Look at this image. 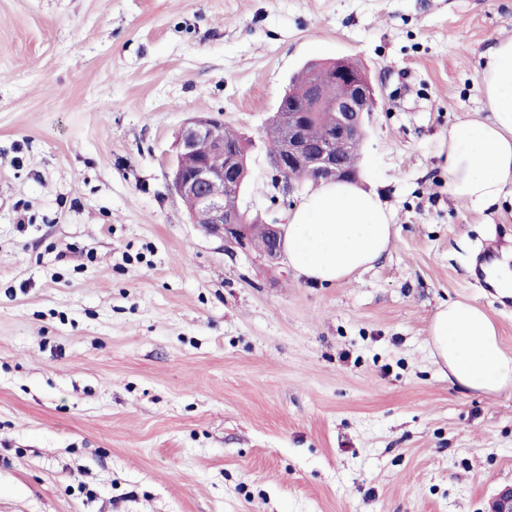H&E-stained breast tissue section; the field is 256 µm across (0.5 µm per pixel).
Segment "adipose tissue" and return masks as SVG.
<instances>
[{"label":"adipose tissue","mask_w":512,"mask_h":512,"mask_svg":"<svg viewBox=\"0 0 512 512\" xmlns=\"http://www.w3.org/2000/svg\"><path fill=\"white\" fill-rule=\"evenodd\" d=\"M479 78L490 116L449 128L442 169L449 197L481 211L512 196V38L496 41ZM394 234V212L375 192L330 182L289 214L284 244L296 276L324 285L371 267ZM429 336L435 362L451 383L488 396L512 394V354L477 303H442Z\"/></svg>","instance_id":"1"}]
</instances>
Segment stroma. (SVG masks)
Returning <instances> with one entry per match:
<instances>
[{
	"mask_svg": "<svg viewBox=\"0 0 512 512\" xmlns=\"http://www.w3.org/2000/svg\"><path fill=\"white\" fill-rule=\"evenodd\" d=\"M512 0H0V512H486L512 485V395L462 394L430 325L472 300L512 352V299L440 168L484 119ZM369 75L359 182L389 253L333 286L192 223L164 158L190 119L251 139L241 206L287 223L260 136L288 78Z\"/></svg>",
	"mask_w": 512,
	"mask_h": 512,
	"instance_id": "obj_1",
	"label": "stroma"
}]
</instances>
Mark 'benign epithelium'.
I'll return each mask as SVG.
<instances>
[{
  "instance_id": "benign-epithelium-1",
  "label": "benign epithelium",
  "mask_w": 512,
  "mask_h": 512,
  "mask_svg": "<svg viewBox=\"0 0 512 512\" xmlns=\"http://www.w3.org/2000/svg\"><path fill=\"white\" fill-rule=\"evenodd\" d=\"M331 77H340L346 92L333 100L324 97L322 86H313L305 111L278 112L277 121L283 127L280 147L268 153L271 168L277 177L293 185L294 176L316 183L339 179L345 173L344 160L336 152V144L352 145L359 140L365 115L375 111L377 99L368 74L344 62L334 61L324 66ZM331 116L323 138L309 142L302 126L311 117ZM224 122L197 117L185 123L178 132L174 152L164 160L166 177L171 189L182 199L194 202V211L207 215L205 230L224 240L228 247L248 252L255 247L253 225L246 223L240 207L245 168L232 156L224 164L202 159L224 156ZM266 237L262 252L269 258L282 253L281 226L265 225ZM489 512H512V486L495 494Z\"/></svg>"
}]
</instances>
